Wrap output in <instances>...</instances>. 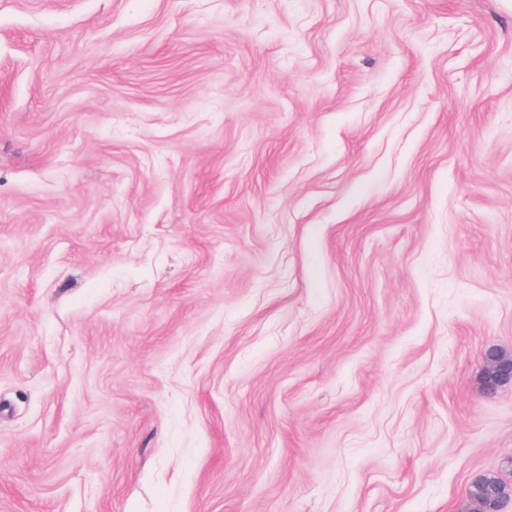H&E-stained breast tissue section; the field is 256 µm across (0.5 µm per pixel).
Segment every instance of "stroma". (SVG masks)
Listing matches in <instances>:
<instances>
[{"label":"stroma","mask_w":512,"mask_h":512,"mask_svg":"<svg viewBox=\"0 0 512 512\" xmlns=\"http://www.w3.org/2000/svg\"><path fill=\"white\" fill-rule=\"evenodd\" d=\"M494 347L512 0H0V512H462Z\"/></svg>","instance_id":"35a3bbf8"}]
</instances>
